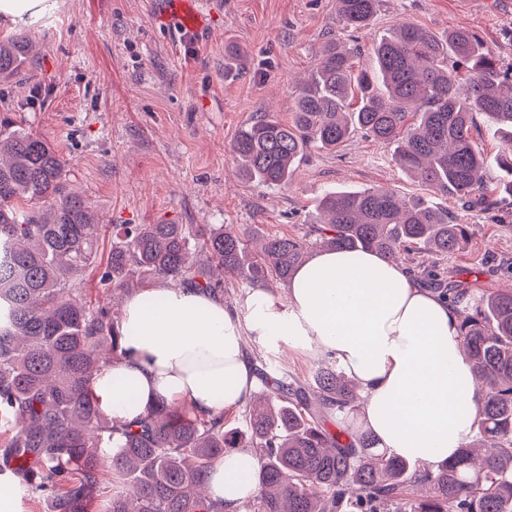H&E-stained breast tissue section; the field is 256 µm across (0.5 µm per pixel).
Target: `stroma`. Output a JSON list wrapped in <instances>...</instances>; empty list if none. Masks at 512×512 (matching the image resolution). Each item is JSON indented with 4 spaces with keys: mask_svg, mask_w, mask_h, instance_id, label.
Instances as JSON below:
<instances>
[{
    "mask_svg": "<svg viewBox=\"0 0 512 512\" xmlns=\"http://www.w3.org/2000/svg\"><path fill=\"white\" fill-rule=\"evenodd\" d=\"M203 33L183 35L163 17L164 0H56L35 23L21 76L0 80V117L48 139L66 161L68 188L86 197L106 227L115 224H217L257 235L307 237L317 205L336 189L382 186L414 197L428 190L395 164L391 148L358 135L332 151L310 150L287 185L239 179L231 144L257 113L285 122L296 87L322 45H356V67L370 64L381 35L407 22L442 34L464 28L503 64H512V0H381L366 28L338 21L336 0H223ZM470 233L462 249L403 254L416 278L429 271L463 287H512V206L466 210L451 198ZM252 368L270 380L312 382L329 354L249 337Z\"/></svg>",
    "mask_w": 512,
    "mask_h": 512,
    "instance_id": "1",
    "label": "stroma"
}]
</instances>
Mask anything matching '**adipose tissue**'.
<instances>
[{"mask_svg":"<svg viewBox=\"0 0 512 512\" xmlns=\"http://www.w3.org/2000/svg\"><path fill=\"white\" fill-rule=\"evenodd\" d=\"M122 327L124 356L93 383L117 424L157 399L199 415L245 404L254 391L245 338L254 335L336 357L365 397L361 424L390 453L432 467L476 431L483 395L455 312L403 263L373 252L315 253L292 277L287 302L253 294L243 318L206 292L157 281L126 299ZM257 467L248 449L226 452L207 475L211 500L236 512L257 493Z\"/></svg>","mask_w":512,"mask_h":512,"instance_id":"1","label":"adipose tissue"}]
</instances>
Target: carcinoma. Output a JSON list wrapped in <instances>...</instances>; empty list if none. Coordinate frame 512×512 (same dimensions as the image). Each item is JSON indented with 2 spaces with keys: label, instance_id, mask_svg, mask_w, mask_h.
Returning <instances> with one entry per match:
<instances>
[{
  "label": "carcinoma",
  "instance_id": "carcinoma-1",
  "mask_svg": "<svg viewBox=\"0 0 512 512\" xmlns=\"http://www.w3.org/2000/svg\"><path fill=\"white\" fill-rule=\"evenodd\" d=\"M380 0H338L344 27L361 29ZM32 47L21 33L0 41V79L20 72ZM326 42L298 87L293 119L263 113L231 145L240 176L267 187L288 183L310 148L335 150L356 130L394 145V161L466 209L494 204L487 160L472 135L482 112L501 129L496 166L512 197V65L499 64L465 29L436 34L415 24L393 29L372 48ZM416 121L408 122L409 116ZM67 164L47 139L0 123V455L31 495L53 493L55 512H90L100 489L103 449H112L114 492L105 512H224L205 498L212 463L228 450L258 456L260 512H512V289L469 293L442 288L455 310L463 352L488 385L476 433L490 451L465 446L437 469L419 468L377 447L371 433L350 439L327 415L354 411L356 385L326 366L313 399L295 381L249 415L244 432L224 427V412L195 414L156 401L129 424L105 420L93 380L124 354L122 324L84 295L86 278L126 290L128 276L169 279L213 292L218 270L253 285L290 279L305 262L307 239L265 237L212 224H121L105 262L102 225L91 203L65 192ZM314 229L324 248L354 258L375 251L396 261L411 248L458 251L467 225L423 197L385 187L325 194Z\"/></svg>",
  "mask_w": 512,
  "mask_h": 512
}]
</instances>
